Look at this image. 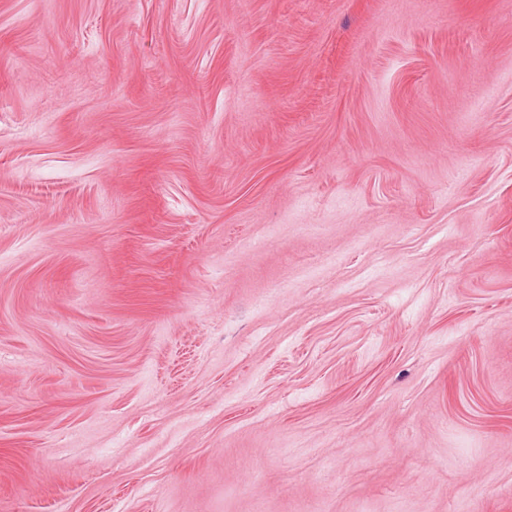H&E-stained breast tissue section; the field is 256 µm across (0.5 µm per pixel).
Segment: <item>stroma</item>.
<instances>
[{
    "mask_svg": "<svg viewBox=\"0 0 512 512\" xmlns=\"http://www.w3.org/2000/svg\"><path fill=\"white\" fill-rule=\"evenodd\" d=\"M0 512H512V0H0Z\"/></svg>",
    "mask_w": 512,
    "mask_h": 512,
    "instance_id": "stroma-1",
    "label": "stroma"
}]
</instances>
